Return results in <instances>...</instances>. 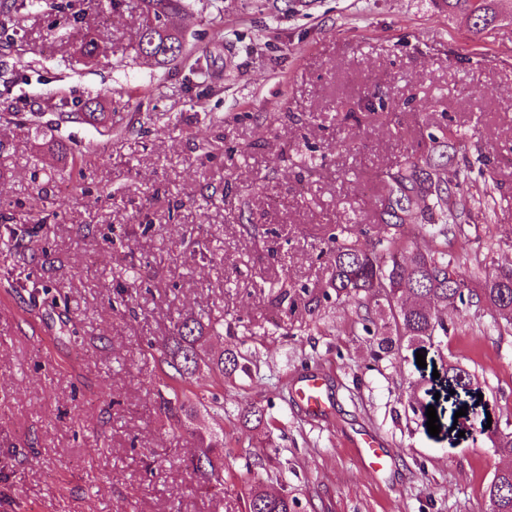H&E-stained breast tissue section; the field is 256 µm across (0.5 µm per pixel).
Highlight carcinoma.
Returning a JSON list of instances; mask_svg holds the SVG:
<instances>
[{"label":"carcinoma","mask_w":512,"mask_h":512,"mask_svg":"<svg viewBox=\"0 0 512 512\" xmlns=\"http://www.w3.org/2000/svg\"><path fill=\"white\" fill-rule=\"evenodd\" d=\"M503 0H444L448 9L463 8L473 17V28L483 32L499 15ZM182 7V0H142L149 18L139 39V50L164 66L183 55L181 36L169 24V18ZM455 150L448 136H430L429 144L419 153L407 156L389 173L380 200L377 224L359 229V237L345 235L338 227L328 237L323 254L331 268L325 288L307 293L304 304L314 312L331 297L351 298L365 308L360 316L363 335L379 361L401 353L404 345L440 343L448 337V309H468L485 303L492 307L507 332H512V265L496 266L488 273L483 288L470 287V276L448 254V237L463 235L462 223L471 217L469 198L452 191L448 166ZM415 225L432 240L428 251L408 252L407 230ZM369 239L363 244L360 237ZM388 312V320L378 323L373 311ZM224 320L210 318L203 323L195 318L179 320L173 332L159 347L163 371L161 407L168 420L181 422L175 410H185L187 380L204 365L214 374V382L224 386V379L236 374L250 376L246 355L224 350L213 354L207 345L222 337ZM245 424L261 423L263 410L253 403L238 409ZM495 452L512 459V423L485 434ZM203 462L195 471L224 478V437L214 433L198 434ZM266 458L253 455L246 462V473L230 475L232 482L246 488L245 512H295L296 499L267 492L260 483L245 477L255 467H265ZM487 512H512V468L499 471L486 486Z\"/></svg>","instance_id":"obj_1"}]
</instances>
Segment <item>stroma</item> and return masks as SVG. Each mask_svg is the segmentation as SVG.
Listing matches in <instances>:
<instances>
[{
    "instance_id": "1",
    "label": "stroma",
    "mask_w": 512,
    "mask_h": 512,
    "mask_svg": "<svg viewBox=\"0 0 512 512\" xmlns=\"http://www.w3.org/2000/svg\"><path fill=\"white\" fill-rule=\"evenodd\" d=\"M183 2L184 55L165 67L139 52L140 0L0 15V242L39 228L0 253V512H244L242 484L203 489L199 431L223 433L236 472L267 443L259 479L297 512H486L505 459L463 416L431 436L409 401L431 402L454 365L492 422L512 421V333L495 312L449 311L447 341L377 362L354 301L311 313L302 290L330 278L331 227L373 223L380 172L442 127L464 145L468 191L497 184L494 212L473 208L449 252L466 270L512 263V0L478 41L439 0H294L285 16L272 0ZM91 98L103 121L78 120ZM210 315L224 320L212 351L246 353L251 376L224 388L223 416L183 427L160 410L154 346ZM315 370L336 388L325 419L292 398ZM245 398L264 424L237 421ZM363 432L391 470L358 462Z\"/></svg>"
}]
</instances>
